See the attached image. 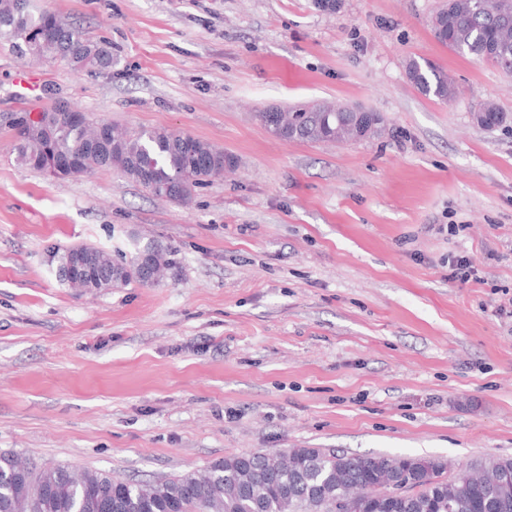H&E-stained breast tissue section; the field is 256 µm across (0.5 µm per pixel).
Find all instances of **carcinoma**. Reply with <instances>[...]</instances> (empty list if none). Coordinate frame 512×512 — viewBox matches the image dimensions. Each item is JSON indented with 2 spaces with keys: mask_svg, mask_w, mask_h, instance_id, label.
<instances>
[{
  "mask_svg": "<svg viewBox=\"0 0 512 512\" xmlns=\"http://www.w3.org/2000/svg\"><path fill=\"white\" fill-rule=\"evenodd\" d=\"M432 28L449 49L488 61L512 73V0H446ZM0 39L14 53L42 61H66L75 71H101L115 62L112 46L83 28L38 10L31 0H0ZM409 81L423 94L452 101L454 81L429 62L410 59ZM26 124L11 121L19 165L46 173L55 161L69 162L66 177L116 170L129 181L151 184L157 198L187 204L195 189L219 174L204 160H231L208 142L164 128L126 133L92 118L72 122L51 106ZM290 141H347L349 113L332 104H299L284 109ZM156 278H176L173 251L152 239L136 243L131 258L115 259L102 249L72 245L58 256L59 267L86 260L100 277L99 289L138 281L141 255ZM473 466L505 477L471 488L445 478L446 464L432 457L359 456L326 448H291L276 469L261 451L227 456L207 467L152 482L118 480L107 473L24 463L0 452V512H512V459L485 458ZM405 484V494L378 496L370 491L380 478Z\"/></svg>",
  "mask_w": 512,
  "mask_h": 512,
  "instance_id": "cac0c4a2",
  "label": "carcinoma"
}]
</instances>
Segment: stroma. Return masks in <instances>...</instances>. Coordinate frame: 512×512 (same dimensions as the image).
Returning <instances> with one entry per match:
<instances>
[{
  "label": "stroma",
  "instance_id": "35a3bbf8",
  "mask_svg": "<svg viewBox=\"0 0 512 512\" xmlns=\"http://www.w3.org/2000/svg\"><path fill=\"white\" fill-rule=\"evenodd\" d=\"M34 4L116 63L76 72L0 44V450L138 481L256 450L427 456L449 477L512 459V75L437 41L441 0ZM411 58L457 98L420 93ZM325 100L382 113L384 135L289 142L256 118ZM484 100L502 126L475 123ZM59 102L191 135L235 168L184 206L113 170L18 166L11 114ZM137 238L167 244L179 277L59 281L58 249L129 256ZM452 253L480 280L449 281ZM406 75L422 94H432L436 98L448 102L457 95L454 81L428 61L422 65L416 59H409L406 63Z\"/></svg>",
  "mask_w": 512,
  "mask_h": 512
}]
</instances>
